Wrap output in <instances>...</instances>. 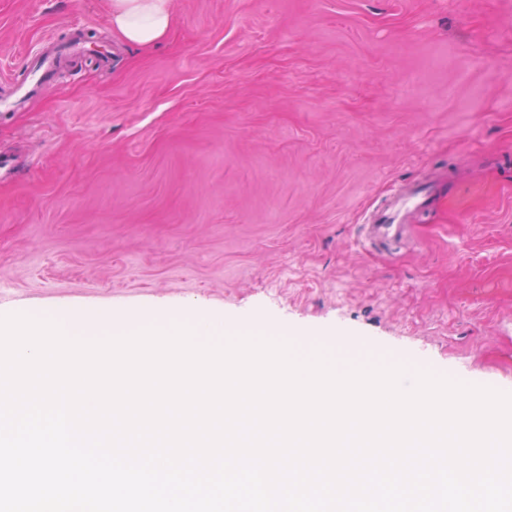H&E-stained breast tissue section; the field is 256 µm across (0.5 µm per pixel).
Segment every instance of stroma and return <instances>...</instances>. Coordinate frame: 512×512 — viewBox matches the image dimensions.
Returning <instances> with one entry per match:
<instances>
[{
	"label": "stroma",
	"instance_id": "stroma-1",
	"mask_svg": "<svg viewBox=\"0 0 512 512\" xmlns=\"http://www.w3.org/2000/svg\"><path fill=\"white\" fill-rule=\"evenodd\" d=\"M172 2L140 48L109 0H0L1 95L78 56L0 111V315L201 304L512 393V0ZM438 177L410 242L364 245Z\"/></svg>",
	"mask_w": 512,
	"mask_h": 512
}]
</instances>
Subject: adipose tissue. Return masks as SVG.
<instances>
[{
  "instance_id": "adipose-tissue-1",
  "label": "adipose tissue",
  "mask_w": 512,
  "mask_h": 512,
  "mask_svg": "<svg viewBox=\"0 0 512 512\" xmlns=\"http://www.w3.org/2000/svg\"><path fill=\"white\" fill-rule=\"evenodd\" d=\"M109 23L124 42L150 46L164 40L174 24L172 0H110Z\"/></svg>"
}]
</instances>
